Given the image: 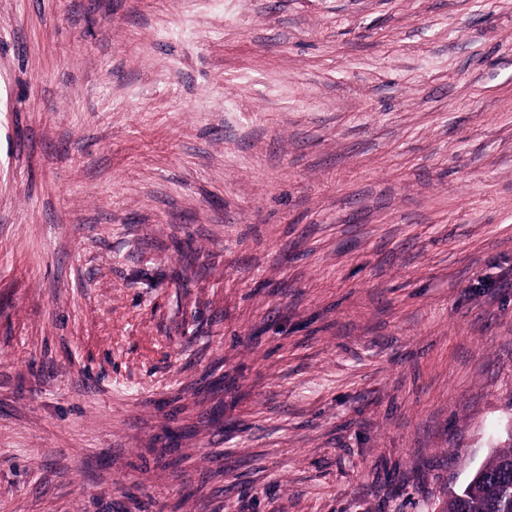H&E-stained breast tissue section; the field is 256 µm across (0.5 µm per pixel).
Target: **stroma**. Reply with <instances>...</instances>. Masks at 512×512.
I'll list each match as a JSON object with an SVG mask.
<instances>
[{"instance_id":"35a3bbf8","label":"stroma","mask_w":512,"mask_h":512,"mask_svg":"<svg viewBox=\"0 0 512 512\" xmlns=\"http://www.w3.org/2000/svg\"><path fill=\"white\" fill-rule=\"evenodd\" d=\"M512 441V0H0V512H441Z\"/></svg>"}]
</instances>
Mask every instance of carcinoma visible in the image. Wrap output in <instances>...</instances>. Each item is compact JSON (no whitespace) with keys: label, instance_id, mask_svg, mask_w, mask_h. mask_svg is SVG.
Instances as JSON below:
<instances>
[{"label":"carcinoma","instance_id":"carcinoma-1","mask_svg":"<svg viewBox=\"0 0 512 512\" xmlns=\"http://www.w3.org/2000/svg\"><path fill=\"white\" fill-rule=\"evenodd\" d=\"M482 476L471 479L448 497L443 512H512V442L492 453L481 466Z\"/></svg>","mask_w":512,"mask_h":512}]
</instances>
